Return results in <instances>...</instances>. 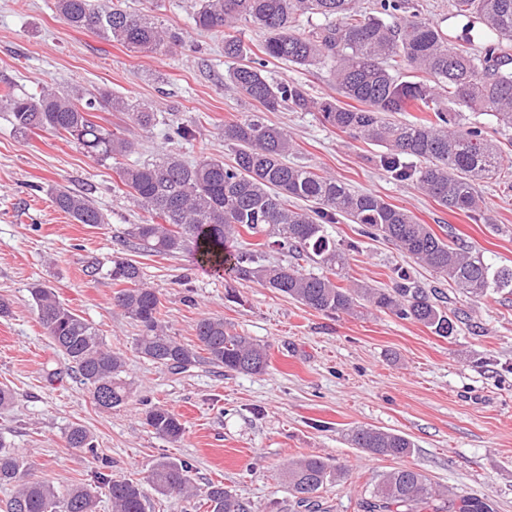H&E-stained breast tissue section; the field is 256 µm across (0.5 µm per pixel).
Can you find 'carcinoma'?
<instances>
[{"label":"carcinoma","mask_w":512,"mask_h":512,"mask_svg":"<svg viewBox=\"0 0 512 512\" xmlns=\"http://www.w3.org/2000/svg\"><path fill=\"white\" fill-rule=\"evenodd\" d=\"M147 9L124 7L118 0H55L60 18L75 29L92 31L130 51L164 54L184 46L183 35L163 27L151 12L162 0H148ZM456 15L478 20L485 30L479 46L471 41L448 46V35L410 11L408 0H376L371 12L359 0H195L196 29L222 31L224 57L237 62L225 83L267 112L294 109L321 113L330 126L381 146L380 165L398 180H411L450 211L468 215L482 208L478 185L495 179L512 189V154L502 153L486 137L483 126L465 123V113L480 112L512 129V0H452ZM323 22L301 29V18ZM247 23L264 35L260 54L238 36ZM326 67L336 92L351 103L315 98L305 85L275 81L268 66ZM412 70L425 79L404 80ZM415 106L425 119L395 123L388 112ZM124 112L144 132L166 126L169 141L190 138L192 128L170 120L144 101L107 90L86 93L80 87L43 86L32 93L8 90L0 95V111L9 113L16 132L48 130L100 160L134 153L139 141L97 122V112ZM224 142L235 148L234 161L202 156L193 162L173 152L120 167L125 194L143 213L125 232L123 243L155 256L187 253L196 264L221 269L230 265L239 279L270 288L303 306L327 315H354L367 305L399 319L420 323L440 337L456 332L460 315L431 299L411 273L400 270L389 289L352 281L346 286L347 250L326 225L342 215L362 226L361 233L381 237L414 263L431 268L475 301L512 294V267L496 266L479 251L440 238L428 224L381 196L355 191L325 172L291 164L296 144L288 131L265 124L257 115L224 125ZM298 201L310 206L300 208ZM55 207L80 224H102L104 215L89 196L67 187L52 190ZM263 241L245 251L233 249L242 234ZM279 251L283 263H264V254ZM317 266L306 272L303 263ZM109 276L122 288L114 306L139 328L134 349L140 357L173 371L201 363L247 375L268 368L265 347L231 331L220 317H204L195 327V344L168 333L157 289L144 282L138 262L125 255L112 259ZM29 294L40 325L56 355L88 389L101 411L126 405L133 383L126 376L123 354L110 347L98 329L66 306L56 292L33 283ZM145 424L158 436L181 440L185 426L163 405L144 411ZM67 446L98 456L88 429L80 424L65 433ZM351 442L371 454L401 458L414 444L404 435L363 427ZM296 503L315 507L319 491L341 478V470L320 457H304L284 471ZM95 485L76 484L61 492L54 485L26 478V462L0 437V485L12 494L0 512H97L100 498L112 512H150L142 484L130 478L99 474ZM147 481L164 496L191 499L196 487L190 467L159 459ZM209 512H248L230 489L213 484L206 494ZM365 512H496L487 497L455 493L445 497L421 471L395 468L377 479Z\"/></svg>","instance_id":"obj_1"}]
</instances>
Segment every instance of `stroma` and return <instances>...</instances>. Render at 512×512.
I'll use <instances>...</instances> for the list:
<instances>
[{"mask_svg": "<svg viewBox=\"0 0 512 512\" xmlns=\"http://www.w3.org/2000/svg\"><path fill=\"white\" fill-rule=\"evenodd\" d=\"M193 2L163 0L161 23L187 41L171 55L133 52L70 28L54 0H0V92L78 85L145 100L163 116L193 125L195 135L176 145L160 128L139 133L140 150L128 163L166 150L188 161L220 155L232 163L224 125L243 119L252 105L225 89L232 62L224 57V36L197 33ZM412 2L415 13L444 32L481 41V26L454 16L452 0ZM269 75L302 83L319 98L336 94L322 68L276 64ZM262 119L294 138L290 162L374 192L439 236L457 237L489 262L512 267V190L492 180L481 183L485 208L456 214L378 167L380 146L351 138L318 113L283 110ZM55 184L90 196L104 223L79 224L58 210L48 194ZM120 186L114 162L96 161L48 132L21 135L0 112V297L12 304L11 316L0 318V384L17 393L14 407L0 414V435L28 462L32 478L61 489L91 484L104 456L111 462L109 475L140 479L157 459L168 457L190 466L197 495L186 502L150 493L152 512H207V489L218 482L249 502L252 512H301L281 472L290 460L319 456L344 471L341 482L321 491L322 512H363L377 477L404 466L448 492L484 494L497 512H512V295L470 301L388 242L362 236L360 225L342 219L328 232L337 243H359L347 254L349 279L388 288L398 269H410L421 286L440 287L447 307L464 313L455 336H437L375 309L326 315L234 275L202 270L184 254L130 251L149 286L161 293L172 336L195 343L197 321L220 317L269 354L260 375L208 365L176 374L139 357L133 348L136 324L112 304L117 286L106 271L122 233L142 218ZM92 264L98 274L88 273ZM36 281L54 288L125 354L135 390L126 406L100 411L67 374L32 306L28 288ZM49 365L62 373L51 385L43 380ZM157 403L184 423L179 442L146 425L144 410ZM75 423L92 433L98 457L67 446L65 433ZM359 426L405 435L415 448L401 459L370 454L349 441Z\"/></svg>", "mask_w": 512, "mask_h": 512, "instance_id": "obj_1", "label": "stroma"}]
</instances>
